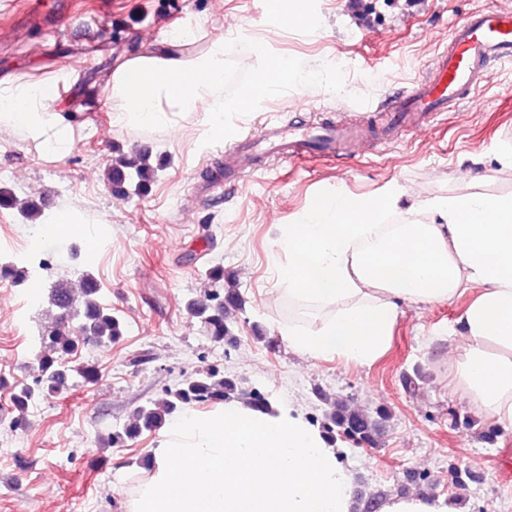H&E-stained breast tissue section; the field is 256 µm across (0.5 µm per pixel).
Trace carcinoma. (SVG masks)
Returning a JSON list of instances; mask_svg holds the SVG:
<instances>
[{"label":"carcinoma","instance_id":"cac0c4a2","mask_svg":"<svg viewBox=\"0 0 512 512\" xmlns=\"http://www.w3.org/2000/svg\"><path fill=\"white\" fill-rule=\"evenodd\" d=\"M154 177L155 171L148 164L147 156L141 153L120 161L109 171V181L116 184L126 182L136 193L145 192ZM78 293L82 297L79 307L75 305ZM98 293L99 288L87 275L81 278L77 291L72 288L65 291L60 287L51 291L49 300L58 310V328L42 333L47 353L39 359L41 374L35 385L18 384L11 387L10 402L17 411V415L12 418L13 427L25 423L28 408L40 398L67 388L68 363L77 355L80 346L89 340L108 345L119 341L124 335V322L101 305ZM240 306L242 298L237 289L217 288L209 299H191L185 308L191 317L197 319L207 336L220 342L230 333L227 317L229 310ZM232 396L257 410L269 407L263 394L245 389L241 380L224 375L223 368L211 364L176 386L165 387L160 398L139 408L129 422L114 428L107 438L106 446H124L147 432L161 429L179 410L220 404ZM387 416L388 412L384 408L371 414L351 410L345 404L337 403L327 414V424L322 427V433L329 443L334 441L337 430L356 442L371 443L378 421Z\"/></svg>","mask_w":512,"mask_h":512}]
</instances>
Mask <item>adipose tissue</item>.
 <instances>
[{"mask_svg":"<svg viewBox=\"0 0 512 512\" xmlns=\"http://www.w3.org/2000/svg\"><path fill=\"white\" fill-rule=\"evenodd\" d=\"M112 123L165 129L194 112L224 136V37L196 56L178 41L149 46L112 72ZM59 94L51 83L0 80V132L21 127L40 145L66 149ZM403 211L402 224L386 223ZM275 249L288 260L276 276L289 296L323 314L312 326H281L289 349L316 361L359 364L385 350L397 302L444 303L461 289L478 295L459 315L452 351L456 388L483 413L512 424V195L471 193L402 203L400 192L317 196ZM128 512H355L352 475L318 430L293 409L264 411L237 401L170 420L152 448Z\"/></svg>","mask_w":512,"mask_h":512,"instance_id":"obj_1","label":"adipose tissue"}]
</instances>
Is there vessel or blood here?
Segmentation results:
<instances>
[{
  "instance_id": "1",
  "label": "vessel or blood",
  "mask_w": 512,
  "mask_h": 512,
  "mask_svg": "<svg viewBox=\"0 0 512 512\" xmlns=\"http://www.w3.org/2000/svg\"><path fill=\"white\" fill-rule=\"evenodd\" d=\"M512 66V10L476 12L455 22L448 43L438 50L425 74L385 104L363 105L344 120L284 122L275 118L237 137L224 150V167L199 188L210 196L239 184L266 161H302L335 156L338 149L377 139L394 143L408 132L426 130L449 107L474 99L493 76L494 65Z\"/></svg>"
}]
</instances>
